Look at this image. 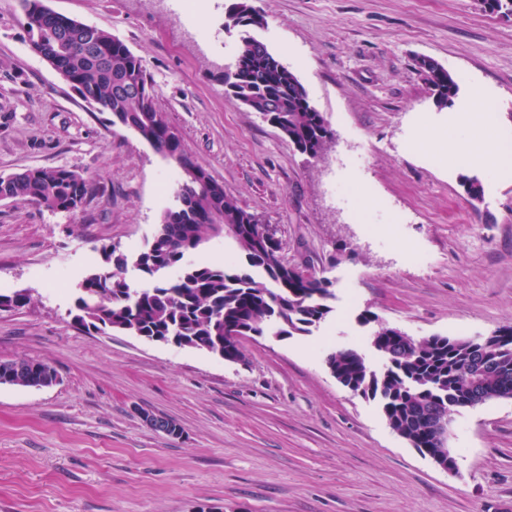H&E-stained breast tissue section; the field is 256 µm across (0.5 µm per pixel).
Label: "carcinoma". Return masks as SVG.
<instances>
[{"label": "carcinoma", "mask_w": 512, "mask_h": 512, "mask_svg": "<svg viewBox=\"0 0 512 512\" xmlns=\"http://www.w3.org/2000/svg\"><path fill=\"white\" fill-rule=\"evenodd\" d=\"M42 0H21L32 49L37 54L51 44L61 50L53 55L56 66L76 77L84 91L98 101L99 112L137 132L154 150L177 163L184 178L175 193L176 205L166 209L150 245L134 258L146 277L162 269H179L171 281L151 288L130 287L123 271L126 257L106 254L110 270L88 274L75 300L74 324L89 332L116 330L144 338H163L182 347L205 351L226 362L242 358L241 345L224 340L228 332L242 336L306 335L331 312L330 282L314 275L302 277L287 270L280 243L257 241L255 216L224 194L171 131L156 105L152 85L141 58L118 37L97 27L59 23ZM225 26L239 31L238 60L242 65L224 72L230 96L261 115L301 153L319 157L333 133L324 116L310 104L297 76L284 66L250 29L264 25L251 0H234L225 12ZM102 49L109 67L87 64L92 49ZM441 106L451 103L458 83L439 63L418 69ZM93 184L79 172L66 168L31 167L0 176V200L34 203L51 212H70L86 203ZM224 216V224L240 228L236 244L248 268L188 263L186 254L212 239L208 216ZM371 346L383 353L381 369L370 366L355 348H341L326 355V364L345 387L379 402L390 428L425 456L451 461L448 448L436 438L432 418L483 394L512 399V327L488 338L430 336L415 339L381 326ZM486 357L488 371L474 382L471 366ZM57 379L47 363L15 359L0 362V385L48 387Z\"/></svg>", "instance_id": "obj_1"}]
</instances>
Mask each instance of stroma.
Returning <instances> with one entry per match:
<instances>
[{"label": "stroma", "instance_id": "35a3bbf8", "mask_svg": "<svg viewBox=\"0 0 512 512\" xmlns=\"http://www.w3.org/2000/svg\"><path fill=\"white\" fill-rule=\"evenodd\" d=\"M253 34L304 85L334 137L321 156L227 93L238 34L228 0H45L140 57L185 149L281 244L328 279L332 311L307 335L242 340L244 359L113 331L71 313L103 250L134 256L175 204L181 169L82 101L29 46L20 0H0V176L80 172L95 194L72 212L0 200V361L52 365L55 385H0V512H512V399L448 416V473L325 363L355 347L373 367L378 326L413 338L512 326V174L461 165L438 144L479 88L512 135V16L479 0H252ZM210 31L200 41L196 29ZM463 75L438 105L415 68ZM478 178L471 203L466 179ZM426 258L417 265L412 252ZM177 423L173 438L144 413Z\"/></svg>", "mask_w": 512, "mask_h": 512}]
</instances>
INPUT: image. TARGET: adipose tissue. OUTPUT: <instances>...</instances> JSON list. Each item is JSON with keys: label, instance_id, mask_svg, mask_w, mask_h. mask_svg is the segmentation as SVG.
<instances>
[{"label": "adipose tissue", "instance_id": "obj_1", "mask_svg": "<svg viewBox=\"0 0 512 512\" xmlns=\"http://www.w3.org/2000/svg\"><path fill=\"white\" fill-rule=\"evenodd\" d=\"M458 132L441 137L439 132L424 130L421 140H444L446 149L465 164H480L503 174L512 171V152L495 126V107L482 94H475L471 105L457 116Z\"/></svg>", "mask_w": 512, "mask_h": 512}]
</instances>
